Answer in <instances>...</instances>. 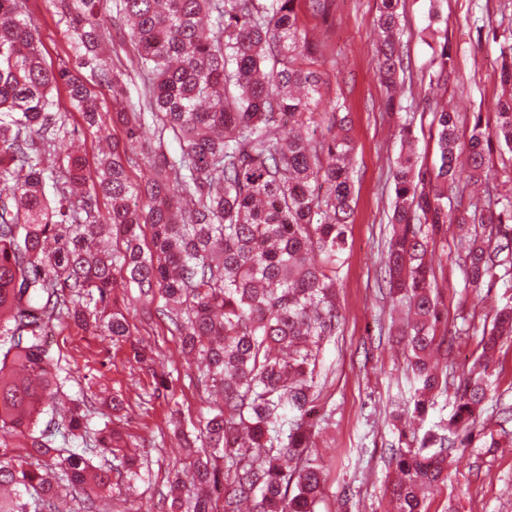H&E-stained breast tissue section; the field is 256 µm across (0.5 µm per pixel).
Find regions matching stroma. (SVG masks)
<instances>
[{"label": "stroma", "instance_id": "1", "mask_svg": "<svg viewBox=\"0 0 512 512\" xmlns=\"http://www.w3.org/2000/svg\"><path fill=\"white\" fill-rule=\"evenodd\" d=\"M380 0H329L325 13L300 4V25L317 45L312 67L324 82L315 95L317 111L342 107L348 115L354 185L353 215L339 269L334 336L323 343L318 378L320 408L310 458L323 465L325 482L317 512H394L395 468L389 465L398 431L389 415L393 404L412 392L406 353L396 335L404 307L392 305L380 285L379 261L394 197L391 173L400 151L399 129L410 125L427 166L438 161L432 138V114L451 102L462 131L474 114L491 119L500 94V52L512 47V0H405L401 49L407 67L403 90L388 103L377 74L376 42ZM27 12L39 33L44 59L66 68L83 82L88 69L78 67L70 24L60 0H27ZM102 42L119 68L136 55L127 23L111 5L101 11ZM447 41L452 73L445 89L431 86V64L439 41ZM61 133L58 156L72 145L84 147L88 167H95L98 142L67 95H60ZM436 273L434 293L443 312L440 331L452 350L436 354L438 374L448 390L413 428L425 432L452 410L454 392L481 352L484 325L496 307L512 304V290L494 284L475 292L465 288L454 246L437 244L431 256ZM130 336L120 342L69 324L53 329L52 349L64 382L58 408L84 399L92 427L109 423L125 450L137 455L146 476L130 491L114 492L106 512H160L171 471L187 468V450L175 424L190 426L210 405L209 393L192 384L190 367L178 337L151 317L148 309L130 310ZM146 352L151 364L138 363ZM123 399L121 410L108 412L107 395ZM512 406V342L496 354L492 390L482 405L468 447L448 455V481L428 494L427 512H512V420L502 408Z\"/></svg>", "mask_w": 512, "mask_h": 512}]
</instances>
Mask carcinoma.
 <instances>
[{
    "instance_id": "1",
    "label": "carcinoma",
    "mask_w": 512,
    "mask_h": 512,
    "mask_svg": "<svg viewBox=\"0 0 512 512\" xmlns=\"http://www.w3.org/2000/svg\"><path fill=\"white\" fill-rule=\"evenodd\" d=\"M298 2L115 0L137 45L132 72L148 82L137 100H116L125 146L112 140V153L89 173L79 155L56 164L57 90L98 129L96 98L67 69L46 65L22 0H0V512H60L64 493L80 512H103L115 488L141 478L109 423L89 432L84 402L42 419L60 383L48 325L72 320L114 341L129 336L127 315L111 301L119 277L138 299L163 301L158 318L202 359L197 383L220 396L204 418L208 448L182 431L194 461L190 481L178 472L169 481L171 512H212L210 495L221 485L227 512L242 500L250 512H314L322 475L304 458L314 435L307 417L338 318L352 145L338 112L337 132L314 139L319 76L305 62L317 47L299 28ZM103 3L78 0L73 38L78 65L119 96L126 73L96 52ZM400 5L380 0L378 17V72L391 106L402 87ZM450 65L445 41L432 59L436 86L447 84ZM500 81L505 96L492 127L478 113L466 137L458 113H433V168L419 163L410 126L400 131L383 282L412 315L398 342L416 388L391 412L395 420L427 414L439 387L431 359L441 311L428 254L448 225L464 231L457 249L466 287L512 288V197L480 213L448 208L460 182L491 177L492 143L512 153V51L501 52ZM285 114L293 129L286 138ZM168 136L179 155L163 158L151 184H134L128 153ZM511 339L507 304L495 310L448 419L421 437L399 430L396 512H423L426 495L447 479L442 432L470 442L492 355ZM98 452L110 463H93Z\"/></svg>"
}]
</instances>
